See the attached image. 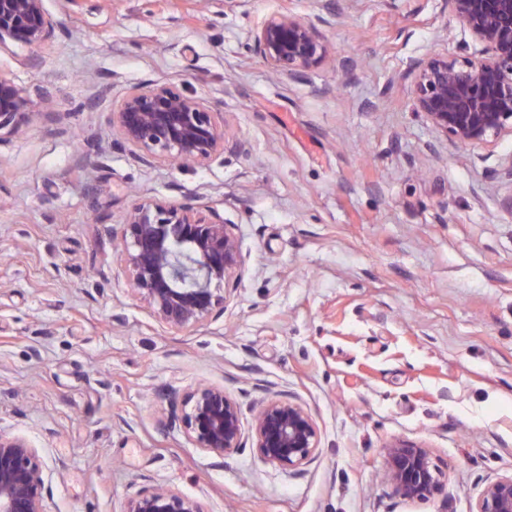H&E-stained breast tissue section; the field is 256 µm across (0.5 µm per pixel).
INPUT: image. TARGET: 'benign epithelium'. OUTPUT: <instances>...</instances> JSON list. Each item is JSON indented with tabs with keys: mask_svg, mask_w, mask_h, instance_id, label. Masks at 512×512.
<instances>
[{
	"mask_svg": "<svg viewBox=\"0 0 512 512\" xmlns=\"http://www.w3.org/2000/svg\"><path fill=\"white\" fill-rule=\"evenodd\" d=\"M452 16L484 46L483 58L427 56L411 72L415 110L461 146L485 144L512 133V0H444ZM317 14L268 17L256 30L253 50L280 77L295 79L329 54ZM54 23L43 0H0V47L21 43L34 51L48 44ZM31 117L24 91L0 76V132L17 134ZM122 140L150 160L202 165L226 149L224 116L193 94L170 86L133 88L112 113ZM122 235L132 288L153 317L177 331H192L224 313L220 287L241 270L243 255L232 224L215 210L197 214L190 204L142 200L127 216ZM181 423L197 448L216 456L244 447L241 412L224 387L199 383L183 395ZM251 430L265 461L297 470L318 448V430L304 407L290 400L262 403ZM386 478L405 498L428 499L441 490L428 451L398 442L386 447ZM48 488L34 448L19 436L0 434V512H45ZM126 512H204L202 505L169 489L132 497ZM475 512H512V476L490 483Z\"/></svg>",
	"mask_w": 512,
	"mask_h": 512,
	"instance_id": "benign-epithelium-1",
	"label": "benign epithelium"
}]
</instances>
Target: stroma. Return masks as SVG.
I'll return each instance as SVG.
<instances>
[{
	"mask_svg": "<svg viewBox=\"0 0 512 512\" xmlns=\"http://www.w3.org/2000/svg\"><path fill=\"white\" fill-rule=\"evenodd\" d=\"M54 38L0 50L36 119L0 140V433L42 462L46 512H125L167 488L205 512H473L512 475V134L459 146L413 106L414 63L479 58L441 0H331V54L273 77L251 35L318 0H44ZM224 115L203 165L146 163L112 109L134 87ZM216 208L244 267L223 314L159 324L119 239L142 199ZM222 386L244 448L217 457L170 391ZM313 417L301 471L263 460L261 401ZM428 450L443 488L408 499L384 449Z\"/></svg>",
	"mask_w": 512,
	"mask_h": 512,
	"instance_id": "35a3bbf8",
	"label": "stroma"
}]
</instances>
